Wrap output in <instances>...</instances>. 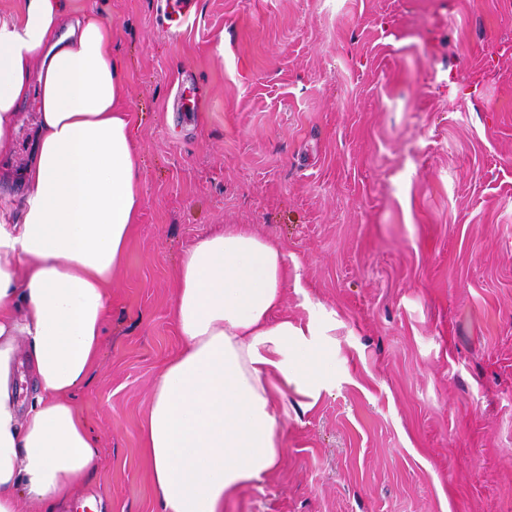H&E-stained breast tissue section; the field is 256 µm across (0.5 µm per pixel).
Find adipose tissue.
Segmentation results:
<instances>
[{
  "instance_id": "adipose-tissue-1",
  "label": "adipose tissue",
  "mask_w": 512,
  "mask_h": 512,
  "mask_svg": "<svg viewBox=\"0 0 512 512\" xmlns=\"http://www.w3.org/2000/svg\"><path fill=\"white\" fill-rule=\"evenodd\" d=\"M69 0H20L0 16V157L22 109L40 120L0 210V512H54L91 475L97 441L74 403L102 344L112 282L143 205L133 112L112 30ZM283 250L247 224L205 234L176 270L181 352L158 374L142 452L162 512H224L284 451L287 389L312 409L334 370L302 326L278 317ZM32 384L20 401L18 369Z\"/></svg>"
}]
</instances>
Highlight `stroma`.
I'll list each match as a JSON object with an SVG mask.
<instances>
[{
    "label": "stroma",
    "instance_id": "stroma-1",
    "mask_svg": "<svg viewBox=\"0 0 512 512\" xmlns=\"http://www.w3.org/2000/svg\"><path fill=\"white\" fill-rule=\"evenodd\" d=\"M71 7L112 26L144 202L60 512H160L140 432L175 272L229 224L287 254L282 312L334 374L312 410L286 392L280 466L224 512H512V0H197L176 32L159 0ZM37 122L31 99L0 172Z\"/></svg>",
    "mask_w": 512,
    "mask_h": 512
}]
</instances>
